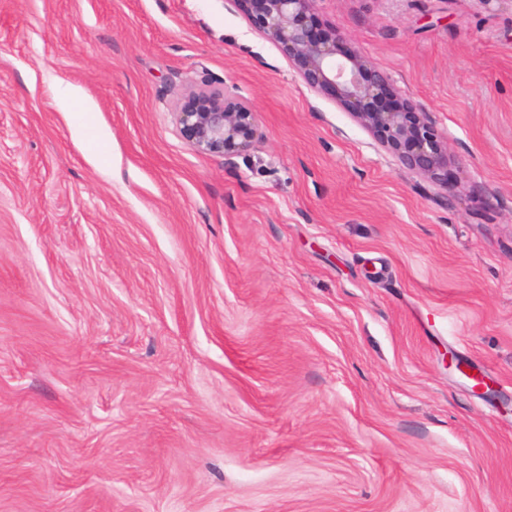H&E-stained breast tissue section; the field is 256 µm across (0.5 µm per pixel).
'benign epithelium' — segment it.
<instances>
[{
  "label": "benign epithelium",
  "instance_id": "benign-epithelium-1",
  "mask_svg": "<svg viewBox=\"0 0 512 512\" xmlns=\"http://www.w3.org/2000/svg\"><path fill=\"white\" fill-rule=\"evenodd\" d=\"M250 26L276 45L312 91L332 96L405 168L448 189L454 155L427 113L400 95L391 77L355 50L341 30L315 22L318 0H234ZM183 137L199 153L226 157L261 137L253 106L223 85L186 92L174 107Z\"/></svg>",
  "mask_w": 512,
  "mask_h": 512
}]
</instances>
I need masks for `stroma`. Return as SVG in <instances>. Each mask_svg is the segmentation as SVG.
<instances>
[{"mask_svg": "<svg viewBox=\"0 0 512 512\" xmlns=\"http://www.w3.org/2000/svg\"><path fill=\"white\" fill-rule=\"evenodd\" d=\"M317 14L451 190L233 0H0V512H512V0ZM206 82L229 161L172 114ZM173 114L183 137L200 153L235 156L261 137L253 106L234 95L226 83L190 89Z\"/></svg>", "mask_w": 512, "mask_h": 512, "instance_id": "1", "label": "stroma"}]
</instances>
